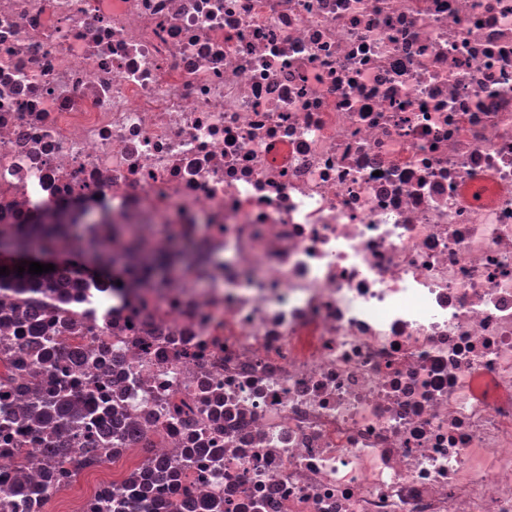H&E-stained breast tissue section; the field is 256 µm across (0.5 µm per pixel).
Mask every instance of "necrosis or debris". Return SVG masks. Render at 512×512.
<instances>
[{
  "label": "necrosis or debris",
  "instance_id": "obj_1",
  "mask_svg": "<svg viewBox=\"0 0 512 512\" xmlns=\"http://www.w3.org/2000/svg\"><path fill=\"white\" fill-rule=\"evenodd\" d=\"M33 224L170 261L0 299V413L54 388L18 306L139 432L15 418L0 501L161 460L178 506L512 512V0H0V236Z\"/></svg>",
  "mask_w": 512,
  "mask_h": 512
}]
</instances>
